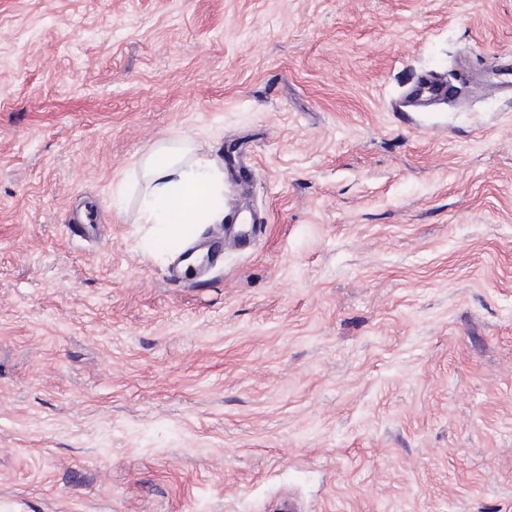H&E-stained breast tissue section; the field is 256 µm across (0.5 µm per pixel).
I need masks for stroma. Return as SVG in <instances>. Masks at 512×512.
Here are the masks:
<instances>
[{"mask_svg": "<svg viewBox=\"0 0 512 512\" xmlns=\"http://www.w3.org/2000/svg\"><path fill=\"white\" fill-rule=\"evenodd\" d=\"M181 135L255 226L200 286ZM288 499L512 512V0H0V512ZM194 151L181 137L156 145L140 162L146 184L140 218L153 225L159 243L189 240L201 224L224 221V168Z\"/></svg>", "mask_w": 512, "mask_h": 512, "instance_id": "stroma-1", "label": "stroma"}]
</instances>
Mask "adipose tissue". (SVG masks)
<instances>
[{"mask_svg":"<svg viewBox=\"0 0 512 512\" xmlns=\"http://www.w3.org/2000/svg\"><path fill=\"white\" fill-rule=\"evenodd\" d=\"M145 182L141 221L152 225L162 244L194 237L200 225L224 218V169L212 158L195 153L181 137L156 145L142 159Z\"/></svg>","mask_w":512,"mask_h":512,"instance_id":"adipose-tissue-1","label":"adipose tissue"}]
</instances>
